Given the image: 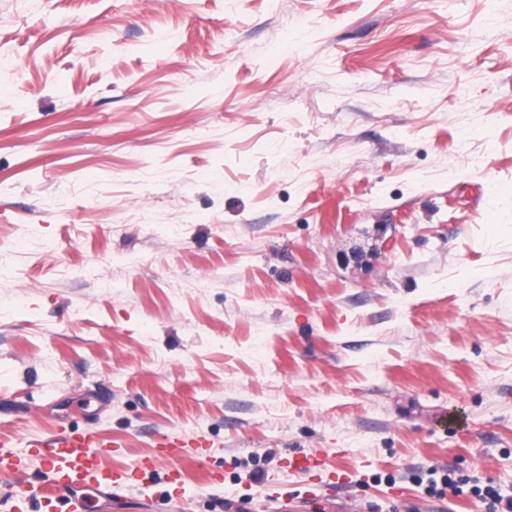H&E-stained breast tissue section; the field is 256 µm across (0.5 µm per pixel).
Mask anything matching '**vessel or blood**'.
Returning <instances> with one entry per match:
<instances>
[{
  "label": "vessel or blood",
  "mask_w": 512,
  "mask_h": 512,
  "mask_svg": "<svg viewBox=\"0 0 512 512\" xmlns=\"http://www.w3.org/2000/svg\"><path fill=\"white\" fill-rule=\"evenodd\" d=\"M124 439L92 430H60L31 441L28 452H20L13 437L0 435V478L12 479L17 490L12 496L13 512H93L94 496L111 494L132 481L163 478L181 484L184 463L202 461L192 443L167 434L157 436L152 451L132 467L109 466L108 458L122 455ZM36 457L44 467V479L26 480L27 456ZM290 469L304 473L324 471L321 453L296 454Z\"/></svg>",
  "instance_id": "obj_1"
}]
</instances>
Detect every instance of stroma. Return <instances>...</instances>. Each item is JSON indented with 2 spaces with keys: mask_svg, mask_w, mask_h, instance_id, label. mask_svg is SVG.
<instances>
[{
  "mask_svg": "<svg viewBox=\"0 0 512 512\" xmlns=\"http://www.w3.org/2000/svg\"><path fill=\"white\" fill-rule=\"evenodd\" d=\"M69 428L224 473L99 512L512 495V0H0V434ZM290 469L297 470L304 473H318L325 470L324 459L319 452L315 453H302L295 454L288 458V465ZM425 475L428 476L425 491L432 497L444 498L448 489L452 490L455 494L463 493L461 486L465 485L466 482L461 479L452 478L448 470L429 467L425 471ZM437 476H439L438 479Z\"/></svg>",
  "mask_w": 512,
  "mask_h": 512,
  "instance_id": "35a3bbf8",
  "label": "stroma"
}]
</instances>
